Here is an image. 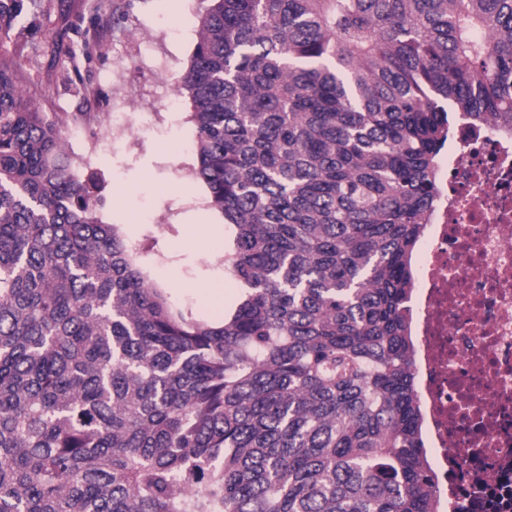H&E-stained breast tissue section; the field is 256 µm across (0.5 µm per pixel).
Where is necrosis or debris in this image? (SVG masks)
<instances>
[{"mask_svg": "<svg viewBox=\"0 0 512 512\" xmlns=\"http://www.w3.org/2000/svg\"><path fill=\"white\" fill-rule=\"evenodd\" d=\"M410 329L440 512H512V135L459 123L417 251Z\"/></svg>", "mask_w": 512, "mask_h": 512, "instance_id": "1", "label": "necrosis or debris"}]
</instances>
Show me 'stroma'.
<instances>
[{
	"label": "stroma",
	"mask_w": 512,
	"mask_h": 512,
	"mask_svg": "<svg viewBox=\"0 0 512 512\" xmlns=\"http://www.w3.org/2000/svg\"><path fill=\"white\" fill-rule=\"evenodd\" d=\"M208 0H36L17 23L9 58L48 117L87 113L81 136L68 140L75 170L103 173L107 223L126 236L156 238L166 256L154 275L172 299L204 314L193 286L220 266L221 249L181 244L177 217L204 207L206 191L192 171L195 153L173 155L170 133L188 139L192 103L176 87L197 42ZM135 113L134 135L107 133L104 119Z\"/></svg>",
	"instance_id": "obj_1"
}]
</instances>
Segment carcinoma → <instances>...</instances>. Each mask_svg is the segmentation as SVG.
Returning <instances> with one entry per match:
<instances>
[{
    "label": "carcinoma",
    "mask_w": 512,
    "mask_h": 512,
    "mask_svg": "<svg viewBox=\"0 0 512 512\" xmlns=\"http://www.w3.org/2000/svg\"><path fill=\"white\" fill-rule=\"evenodd\" d=\"M177 85L209 320L0 61V512H435L413 251L458 117L512 128V0H210Z\"/></svg>",
    "instance_id": "1"
}]
</instances>
